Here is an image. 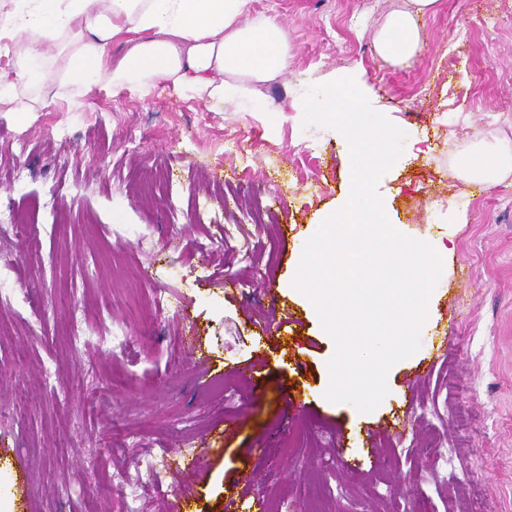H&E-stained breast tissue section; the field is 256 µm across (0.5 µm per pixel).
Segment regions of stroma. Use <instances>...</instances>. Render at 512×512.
I'll list each match as a JSON object with an SVG mask.
<instances>
[{
	"label": "stroma",
	"instance_id": "obj_1",
	"mask_svg": "<svg viewBox=\"0 0 512 512\" xmlns=\"http://www.w3.org/2000/svg\"><path fill=\"white\" fill-rule=\"evenodd\" d=\"M402 3L253 0L286 28L290 59L247 103L163 84L84 95L57 78L65 47L41 45L45 79L19 93L42 108L0 112V225L27 219L0 232L14 271L0 297V512H224L255 495L266 512H512V176L478 190L460 173L473 146L512 141V0H440L420 53L393 66L373 36ZM349 70L417 144L379 181L389 220L447 249L420 347L370 413L325 398L335 346L293 286L297 243L351 178L347 141L303 128V97ZM241 182L264 190L272 223L225 204ZM268 288L311 342L303 372L271 364L260 393L234 373L198 379L189 325L216 363L274 354L254 324L273 314ZM77 325L129 349L73 352ZM295 388L314 406L291 407ZM396 415L404 437L346 469ZM177 452L200 456L203 477L174 473Z\"/></svg>",
	"mask_w": 512,
	"mask_h": 512
}]
</instances>
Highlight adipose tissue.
<instances>
[{
    "mask_svg": "<svg viewBox=\"0 0 512 512\" xmlns=\"http://www.w3.org/2000/svg\"><path fill=\"white\" fill-rule=\"evenodd\" d=\"M0 11V53L10 45L70 37L61 82L91 92L102 80L113 91L149 95L159 84L205 93L214 102L255 97L257 84L280 76L290 59L288 32L271 15L250 16L251 0H9ZM439 0H406L374 35L378 55L397 65L421 49L419 20ZM120 39L127 50L113 61L106 47ZM43 68L33 52L0 68V112L17 111L19 84H38ZM470 182L494 185L512 174V145L472 148L461 163Z\"/></svg>",
    "mask_w": 512,
    "mask_h": 512,
    "instance_id": "ef3b65f1",
    "label": "adipose tissue"
}]
</instances>
